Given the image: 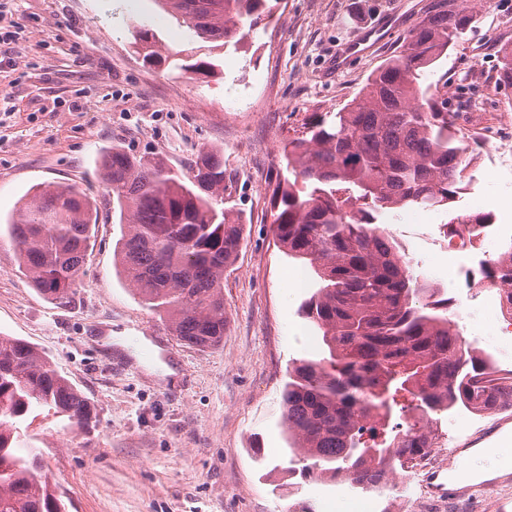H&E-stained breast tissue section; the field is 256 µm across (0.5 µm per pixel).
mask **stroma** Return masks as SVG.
<instances>
[{"instance_id": "35a3bbf8", "label": "stroma", "mask_w": 512, "mask_h": 512, "mask_svg": "<svg viewBox=\"0 0 512 512\" xmlns=\"http://www.w3.org/2000/svg\"><path fill=\"white\" fill-rule=\"evenodd\" d=\"M0 0L18 37L0 52V334L36 347L91 403L79 427L44 409L22 426L21 453L39 454L67 512H319L348 488L302 477L283 423L282 390L293 362L320 358L318 330L299 308L315 290L308 263L279 247L269 186L286 177L283 142L346 106L436 0H280L279 21L244 48L217 47L153 0ZM478 20L427 68L421 85L447 87L455 124L473 113L512 138V87L496 82L501 45L512 44V0H470ZM149 29L190 61L219 64L205 78L144 62L137 31ZM115 146L187 168L200 150L224 156L230 206L244 239L224 273V340L181 342L147 308L116 264L124 227L106 204L102 155ZM66 184L99 205L77 291L59 305L22 273L9 221L37 185ZM468 191L449 208L387 209L418 271L451 300L476 356L512 371V327L499 322L470 276L504 245L512 225V148L482 144ZM490 215L468 261L445 249L458 211ZM439 448L387 512H419L428 472L476 438L512 449V410L477 415L455 407L437 422ZM512 488L471 499L434 495L433 512H501Z\"/></svg>"}]
</instances>
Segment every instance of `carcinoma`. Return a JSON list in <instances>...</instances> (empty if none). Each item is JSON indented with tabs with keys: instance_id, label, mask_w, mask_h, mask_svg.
Instances as JSON below:
<instances>
[{
	"instance_id": "obj_1",
	"label": "carcinoma",
	"mask_w": 512,
	"mask_h": 512,
	"mask_svg": "<svg viewBox=\"0 0 512 512\" xmlns=\"http://www.w3.org/2000/svg\"><path fill=\"white\" fill-rule=\"evenodd\" d=\"M426 16L400 50L332 118L285 142L291 177L271 188L272 228L288 256L309 262L322 282L301 305L321 333L325 357L288 370L283 421L304 477L341 478L380 490L435 447L438 416L512 408V371L485 367L459 340L450 299L416 271L375 214L455 201L475 160L462 146L448 100L419 80L476 22L464 5ZM178 23L223 47H243L269 17L268 0H158ZM143 59L187 71L179 52L138 32ZM499 84L512 87V46L500 49ZM102 176L126 231L121 273L142 302L166 316L180 341L198 348L224 340V270L237 258L243 223L224 206V157L203 149L188 169L156 154L107 151ZM98 212L80 190L36 188L10 225L20 268L34 287L70 303L91 246ZM454 227L480 234L489 216L461 212ZM481 281L512 285V266L494 261ZM45 408L83 425L89 401L31 344L0 335V512H65L43 477L39 455L16 453L20 423Z\"/></svg>"
}]
</instances>
